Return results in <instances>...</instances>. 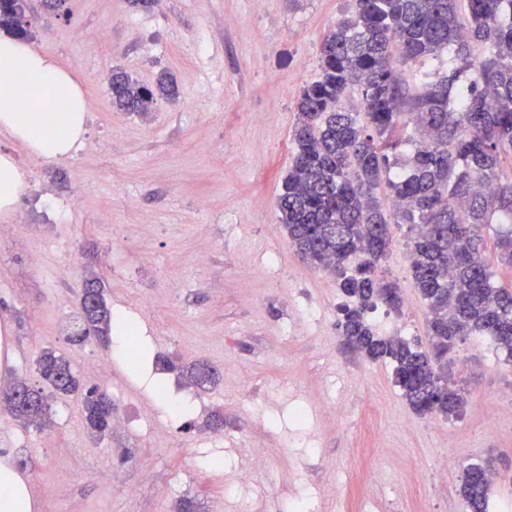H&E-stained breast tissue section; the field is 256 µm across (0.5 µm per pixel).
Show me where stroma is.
I'll use <instances>...</instances> for the list:
<instances>
[{"instance_id": "stroma-1", "label": "stroma", "mask_w": 512, "mask_h": 512, "mask_svg": "<svg viewBox=\"0 0 512 512\" xmlns=\"http://www.w3.org/2000/svg\"><path fill=\"white\" fill-rule=\"evenodd\" d=\"M354 7L66 0L54 10L31 0L30 43L73 73L90 112L81 141L54 160L0 134L28 174L15 210L0 215V376L40 385L36 359L50 348L82 387L111 396L113 416L136 417L98 439L77 394L51 399L40 429L0 413V464L20 473L33 512H467L465 469L485 463L497 476L490 502L512 501L503 352L480 336L458 341L448 372L464 407L416 413L389 361L341 346L348 299L296 255L278 220L297 99L319 74L324 34ZM115 67L143 84L168 74L179 95L144 115L119 111ZM76 193L81 205L61 211ZM408 234L396 229L386 262L402 308L380 304L369 319L383 336L390 321L403 324L428 353ZM88 277L113 314L143 325L141 355L69 342ZM103 357L111 366L96 371ZM194 361L216 369L214 385L191 383ZM171 397L191 404L187 418L170 415Z\"/></svg>"}]
</instances>
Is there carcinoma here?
Segmentation results:
<instances>
[{"label": "carcinoma", "instance_id": "1", "mask_svg": "<svg viewBox=\"0 0 512 512\" xmlns=\"http://www.w3.org/2000/svg\"><path fill=\"white\" fill-rule=\"evenodd\" d=\"M28 10V0H0V30L21 34ZM429 59L447 72L425 69ZM319 62L318 78L296 104V149L276 201L279 223L295 251L355 299L338 322L347 345L390 361L415 411L455 415L464 389L426 353L377 335L367 312L378 302L401 309L385 263L393 229L405 224L414 232L412 284L429 309L434 347L485 336L512 362V287L494 284L482 235L498 217L496 258L512 268V0H355V13L324 35ZM109 86L112 104L124 112L145 114L178 94L165 77L152 88L117 70ZM352 90L361 97L359 112L339 108ZM383 185L396 201L389 215L377 197ZM352 256L359 262L350 270ZM80 316L84 338L108 335L103 300ZM36 369L43 385L18 381L0 393L23 426L43 425L48 399L79 390L70 362L52 350L41 352ZM188 373L202 388L216 379L215 369L199 363ZM111 409L109 396L87 391L88 429L105 435ZM461 494L470 512H487L483 466L466 468Z\"/></svg>", "mask_w": 512, "mask_h": 512}]
</instances>
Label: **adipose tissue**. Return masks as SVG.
<instances>
[{
    "instance_id": "obj_1",
    "label": "adipose tissue",
    "mask_w": 512,
    "mask_h": 512,
    "mask_svg": "<svg viewBox=\"0 0 512 512\" xmlns=\"http://www.w3.org/2000/svg\"><path fill=\"white\" fill-rule=\"evenodd\" d=\"M89 110L81 85L52 54L0 37V133L37 156L60 158L81 140ZM26 187V171L0 152L1 214L13 211Z\"/></svg>"
}]
</instances>
